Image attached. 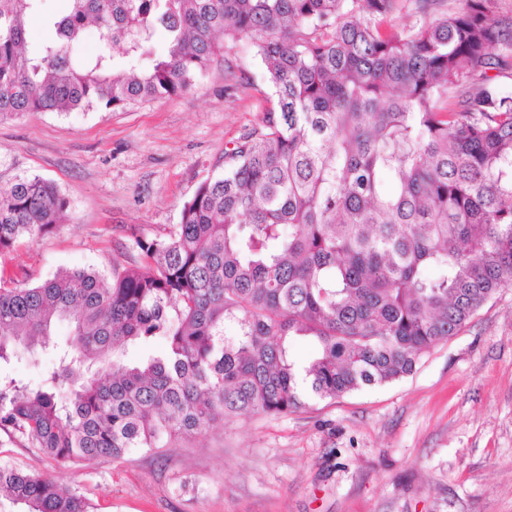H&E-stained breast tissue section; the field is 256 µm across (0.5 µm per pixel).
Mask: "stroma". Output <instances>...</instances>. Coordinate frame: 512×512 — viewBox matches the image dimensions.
Returning a JSON list of instances; mask_svg holds the SVG:
<instances>
[{
  "label": "stroma",
  "mask_w": 512,
  "mask_h": 512,
  "mask_svg": "<svg viewBox=\"0 0 512 512\" xmlns=\"http://www.w3.org/2000/svg\"><path fill=\"white\" fill-rule=\"evenodd\" d=\"M189 94L124 109L0 122V182L38 176L69 200L61 224L0 254V276L111 272L256 127L268 87L246 48ZM0 460L75 489L95 512H512V288L414 373L300 411L219 420L178 448L63 463L0 433Z\"/></svg>",
  "instance_id": "1"
}]
</instances>
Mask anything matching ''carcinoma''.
Listing matches in <instances>:
<instances>
[{
    "instance_id": "cac0c4a2",
    "label": "carcinoma",
    "mask_w": 512,
    "mask_h": 512,
    "mask_svg": "<svg viewBox=\"0 0 512 512\" xmlns=\"http://www.w3.org/2000/svg\"><path fill=\"white\" fill-rule=\"evenodd\" d=\"M66 2L29 52L43 0H0V120L182 95L240 42L271 94L181 222L135 239L138 259L109 276L0 277V362L60 322L73 336L38 385L0 375V433L61 462L174 447L218 418L398 381L512 288V18L498 0ZM404 12L417 21L398 28ZM91 22L103 43L80 57ZM68 207L38 176L0 185V253ZM297 336L315 345L302 370ZM156 338L162 355L125 361ZM0 491L25 512H92L7 462Z\"/></svg>"
}]
</instances>
